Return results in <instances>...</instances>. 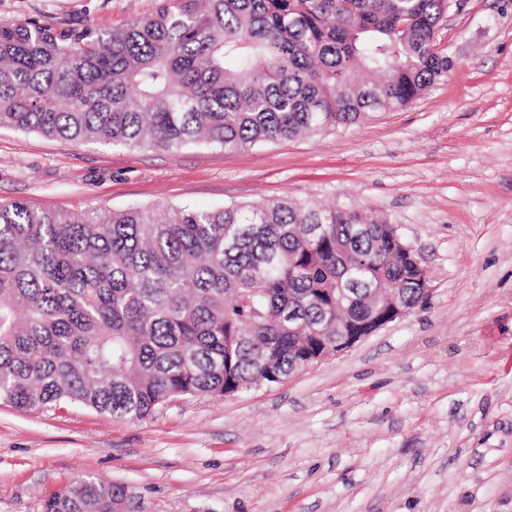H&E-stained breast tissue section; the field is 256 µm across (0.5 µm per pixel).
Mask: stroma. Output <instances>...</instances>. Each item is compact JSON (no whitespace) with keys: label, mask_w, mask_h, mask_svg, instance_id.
Masks as SVG:
<instances>
[{"label":"stroma","mask_w":512,"mask_h":512,"mask_svg":"<svg viewBox=\"0 0 512 512\" xmlns=\"http://www.w3.org/2000/svg\"><path fill=\"white\" fill-rule=\"evenodd\" d=\"M160 0H0V23L110 29ZM454 66L337 131L170 153L0 130V201L60 211L290 198L386 215L428 303L273 388L176 398L141 421L0 404V512L81 476L153 512H512V0H463Z\"/></svg>","instance_id":"1"}]
</instances>
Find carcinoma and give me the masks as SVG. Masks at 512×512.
Returning <instances> with one entry per match:
<instances>
[{"instance_id": "obj_1", "label": "carcinoma", "mask_w": 512, "mask_h": 512, "mask_svg": "<svg viewBox=\"0 0 512 512\" xmlns=\"http://www.w3.org/2000/svg\"><path fill=\"white\" fill-rule=\"evenodd\" d=\"M448 0H161L112 30L0 23V128L239 151L398 110L448 75ZM384 216L288 199L60 213L0 202V402L142 420L283 383L338 336L424 306ZM354 300L336 306V289ZM40 512H152L83 476Z\"/></svg>"}]
</instances>
